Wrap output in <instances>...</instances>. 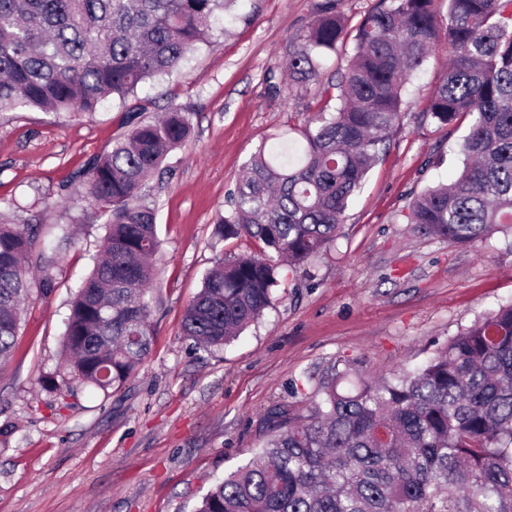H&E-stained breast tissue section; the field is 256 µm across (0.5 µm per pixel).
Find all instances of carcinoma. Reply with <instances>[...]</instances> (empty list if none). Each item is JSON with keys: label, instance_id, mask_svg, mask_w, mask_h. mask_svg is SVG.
I'll return each instance as SVG.
<instances>
[{"label": "carcinoma", "instance_id": "cac0c4a2", "mask_svg": "<svg viewBox=\"0 0 512 512\" xmlns=\"http://www.w3.org/2000/svg\"><path fill=\"white\" fill-rule=\"evenodd\" d=\"M236 0H0V112L19 107L93 114L109 98L127 133L83 174L105 218L93 268L63 332L60 396L104 393L137 371L153 336L160 246L145 182L191 131L174 107L144 116L139 87L177 70L209 42L211 20ZM354 36L334 112L260 145L215 233L248 237L257 253L208 269L182 333L222 349L273 307L280 260L290 270L336 244L345 211L404 112V87L440 45L448 69L426 115L469 119L455 179L426 189L407 220L468 245L512 229V0H375L354 29L323 0L288 50V77L319 76V59ZM37 224L0 223V364L21 326V304L50 281L30 274ZM306 411L266 415L269 438L202 498L196 512H512V301L477 317L415 368L366 378L349 362L305 377Z\"/></svg>", "mask_w": 512, "mask_h": 512}]
</instances>
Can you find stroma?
<instances>
[{
	"label": "stroma",
	"mask_w": 512,
	"mask_h": 512,
	"mask_svg": "<svg viewBox=\"0 0 512 512\" xmlns=\"http://www.w3.org/2000/svg\"><path fill=\"white\" fill-rule=\"evenodd\" d=\"M320 0H238L209 43L180 68L139 89L149 114H192L187 140L143 193L162 245L151 351L117 391L59 397L69 304L90 271L104 219L74 181L127 133L115 101L92 114L0 112V217L37 224L31 259L51 278L33 291L12 356L0 367V512H194L216 481L267 439L274 405L294 401L305 374L347 361L369 373L421 364L476 316L512 299V231L473 246L408 223L410 202L461 165L467 121L423 117L446 64L438 49L405 86L406 110L345 213L335 246L312 278L283 271L275 304L224 350L195 349L184 310L215 261L256 251L247 238H214L239 171L267 138L336 106L333 86L350 53L324 56L317 81L289 80L288 49ZM60 224L74 242L57 246Z\"/></svg>",
	"instance_id": "obj_1"
}]
</instances>
